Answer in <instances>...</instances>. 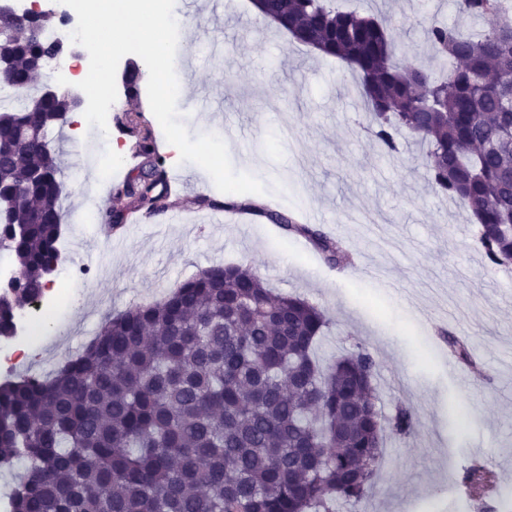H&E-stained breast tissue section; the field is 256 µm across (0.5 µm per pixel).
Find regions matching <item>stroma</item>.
<instances>
[{"label": "stroma", "mask_w": 512, "mask_h": 512, "mask_svg": "<svg viewBox=\"0 0 512 512\" xmlns=\"http://www.w3.org/2000/svg\"><path fill=\"white\" fill-rule=\"evenodd\" d=\"M199 4L179 34L177 105L188 132L221 136L233 168L265 185L263 204L307 214L310 225L342 242L354 264L327 266L304 237L265 219L171 221V213L199 211L201 195H220L190 162L178 167L184 184L171 213L108 229L102 213L130 207L113 186L138 163L135 138L117 119L150 114L141 80L130 94H118L111 112L108 135L124 148L113 175L70 132L54 143L67 184L63 236L73 252L72 295L44 321L28 368L39 374L56 368L83 348L108 313L160 300L212 265L248 266L275 291L326 310L330 324L317 349L322 363L365 346L378 364L383 411L403 406L416 414L412 435L386 434L367 499L356 507L337 503V512H419L426 501L438 502L442 512L462 506L493 512L495 500H459L448 487L478 462L496 473L499 489L512 488V266L487 263L478 225L460 202L433 190L416 137L404 135L397 154L380 150L365 130L355 72L277 30L251 0ZM344 6L391 19L398 62L438 75L445 69L423 45L422 27L437 21L467 34L483 29L459 13L457 0H344ZM200 92L209 96L208 110L186 111ZM91 206L97 218L81 221ZM445 329L467 340L476 366L453 359Z\"/></svg>", "instance_id": "obj_1"}]
</instances>
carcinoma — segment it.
<instances>
[{
	"label": "carcinoma",
	"instance_id": "carcinoma-1",
	"mask_svg": "<svg viewBox=\"0 0 512 512\" xmlns=\"http://www.w3.org/2000/svg\"><path fill=\"white\" fill-rule=\"evenodd\" d=\"M502 0H458L461 13L493 19L477 37L433 23L423 42L450 61L448 75L394 61L386 20L334 0H254L291 36L359 75L378 146L400 150L403 131L427 144L438 193L480 226L489 263L512 264V11ZM15 57L0 87V185L25 203L13 214L10 253L23 300H38L43 269L60 256L66 184L39 129L63 100L32 93L33 61L50 44L14 25L0 49ZM137 173L118 185L136 208L161 211L169 196L151 130L137 142ZM43 172L25 179L29 170ZM213 209L254 212L305 237L325 264L349 252L320 229L250 202L203 196ZM328 325L323 308L275 294L251 268L215 265L163 299L108 318L76 355L43 376L0 381V494L8 512H334L367 497L385 431L409 436L414 412L377 404V362L363 346L325 370L315 357ZM471 364L469 346L443 332Z\"/></svg>",
	"mask_w": 512,
	"mask_h": 512
}]
</instances>
